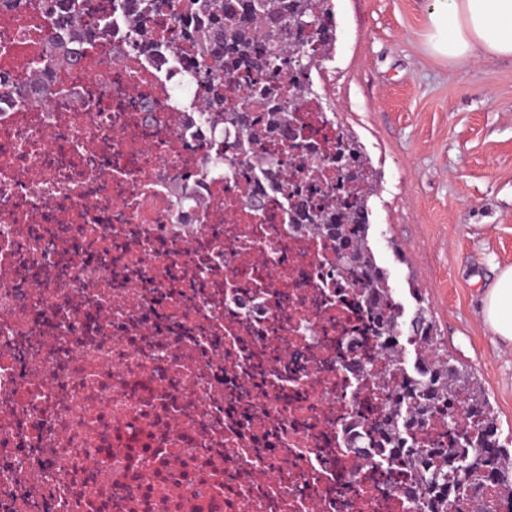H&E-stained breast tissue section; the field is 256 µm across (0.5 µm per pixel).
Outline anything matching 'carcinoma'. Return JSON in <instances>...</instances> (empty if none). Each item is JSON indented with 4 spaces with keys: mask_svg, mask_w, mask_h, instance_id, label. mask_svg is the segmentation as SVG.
I'll use <instances>...</instances> for the list:
<instances>
[{
    "mask_svg": "<svg viewBox=\"0 0 512 512\" xmlns=\"http://www.w3.org/2000/svg\"><path fill=\"white\" fill-rule=\"evenodd\" d=\"M61 15L65 36L48 42L46 52L32 62L38 73L56 64L67 53V45L87 34L79 24L83 0H64ZM140 19L133 21L129 47L146 50L153 44L147 28L161 5L168 0H141ZM329 0H187L184 13L177 15L186 30L188 47L197 53L190 75L194 83L209 88L205 111L242 131L256 146L285 136L295 108L288 103L316 97L311 83L290 85L286 75L297 71L298 56L306 41L302 22L320 15L314 41L322 48L335 39L327 5ZM280 48L263 52L258 48L260 32ZM247 85L250 95L271 105L266 121L229 103L237 87ZM336 175L326 179L323 201L310 204L298 182L282 183L292 208L303 213L305 229L339 247L342 262L336 265L339 284L363 288L371 294L372 335L379 353L387 358V377H374L389 400L388 407L368 423L366 439L370 452L359 457L397 461L398 468L413 476L411 490H424V512H448L459 497L481 499L487 483L499 490V499L512 503V455L500 443L496 416L470 377L452 358L442 353L433 319L422 308L407 323L410 333L424 332L423 349L427 368L410 379L401 368V314H385L386 273L378 265L369 244L371 173L357 143L342 132L336 155L327 157ZM462 399L463 422L448 427V442L432 443L418 434L429 429L442 407Z\"/></svg>",
    "mask_w": 512,
    "mask_h": 512,
    "instance_id": "1",
    "label": "carcinoma"
}]
</instances>
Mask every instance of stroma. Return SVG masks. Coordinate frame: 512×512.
<instances>
[{
  "label": "stroma",
  "mask_w": 512,
  "mask_h": 512,
  "mask_svg": "<svg viewBox=\"0 0 512 512\" xmlns=\"http://www.w3.org/2000/svg\"><path fill=\"white\" fill-rule=\"evenodd\" d=\"M431 2L331 0L336 43L313 81L376 175L369 237L404 318L428 310L508 443L512 345L482 308L512 266V59L432 54Z\"/></svg>",
  "instance_id": "35a3bbf8"
}]
</instances>
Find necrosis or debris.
<instances>
[{
    "mask_svg": "<svg viewBox=\"0 0 512 512\" xmlns=\"http://www.w3.org/2000/svg\"><path fill=\"white\" fill-rule=\"evenodd\" d=\"M123 3L38 74L56 0L0 7V512H416L407 477L353 468L386 406L349 369L368 304L264 150L205 120L183 0L147 52ZM298 115L335 149L322 99Z\"/></svg>",
    "mask_w": 512,
    "mask_h": 512,
    "instance_id": "1",
    "label": "necrosis or debris"
}]
</instances>
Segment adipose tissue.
I'll return each mask as SVG.
<instances>
[{"instance_id": "obj_1", "label": "adipose tissue", "mask_w": 512, "mask_h": 512, "mask_svg": "<svg viewBox=\"0 0 512 512\" xmlns=\"http://www.w3.org/2000/svg\"><path fill=\"white\" fill-rule=\"evenodd\" d=\"M426 44L433 54L455 61L512 57V0H432ZM483 318L512 344V266L488 290Z\"/></svg>"}]
</instances>
